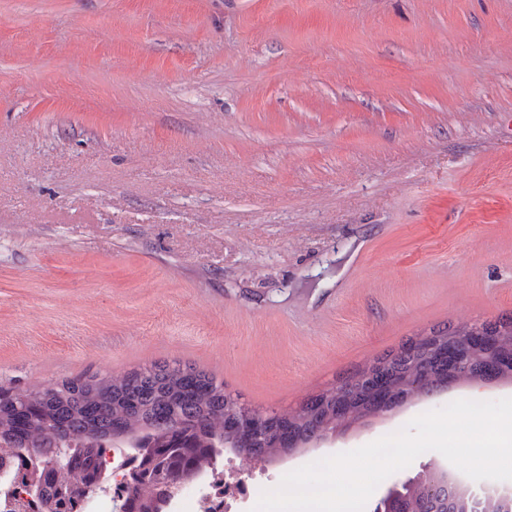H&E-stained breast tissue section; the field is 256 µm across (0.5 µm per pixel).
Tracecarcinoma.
Returning a JSON list of instances; mask_svg holds the SVG:
<instances>
[{
	"instance_id": "1",
	"label": "carcinoma",
	"mask_w": 512,
	"mask_h": 512,
	"mask_svg": "<svg viewBox=\"0 0 512 512\" xmlns=\"http://www.w3.org/2000/svg\"><path fill=\"white\" fill-rule=\"evenodd\" d=\"M482 327L493 335L512 337V319L485 320ZM408 378L399 391L411 398L412 384L423 378L436 387L445 379L441 361L434 355L409 354L399 348L370 363ZM366 368L343 380L347 396L363 414L374 411ZM331 390L307 399L294 411L258 416L259 435H242L237 454L255 461L271 460L288 439L318 436L327 423H336ZM247 409L224 391V383L193 365L154 362L123 376L97 373L65 379L52 387L16 396L0 388V470L8 477L26 467L19 448H36L48 463L61 448H76L77 456L42 482L39 512H86L82 487L96 486L106 454L120 445H136L146 452L131 458L130 482L122 489H99L124 500V512H162L167 505L169 480L201 469L210 461L211 449L228 442L224 428L228 415ZM406 512H451L455 490L439 486L417 473L398 486ZM476 512H506L496 498L477 496Z\"/></svg>"
}]
</instances>
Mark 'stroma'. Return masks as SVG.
<instances>
[{
	"label": "stroma",
	"mask_w": 512,
	"mask_h": 512,
	"mask_svg": "<svg viewBox=\"0 0 512 512\" xmlns=\"http://www.w3.org/2000/svg\"><path fill=\"white\" fill-rule=\"evenodd\" d=\"M510 316L512 0H0V387L176 361L293 410Z\"/></svg>",
	"instance_id": "obj_1"
}]
</instances>
